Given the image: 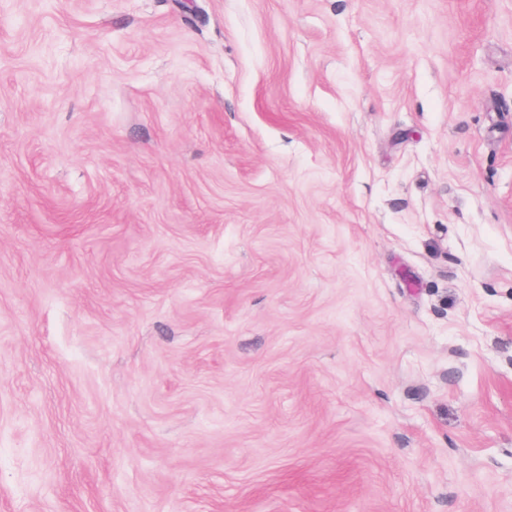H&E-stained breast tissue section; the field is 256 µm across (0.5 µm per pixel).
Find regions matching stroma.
Returning <instances> with one entry per match:
<instances>
[{
  "label": "stroma",
  "mask_w": 512,
  "mask_h": 512,
  "mask_svg": "<svg viewBox=\"0 0 512 512\" xmlns=\"http://www.w3.org/2000/svg\"><path fill=\"white\" fill-rule=\"evenodd\" d=\"M0 512H512V0H0Z\"/></svg>",
  "instance_id": "1"
}]
</instances>
